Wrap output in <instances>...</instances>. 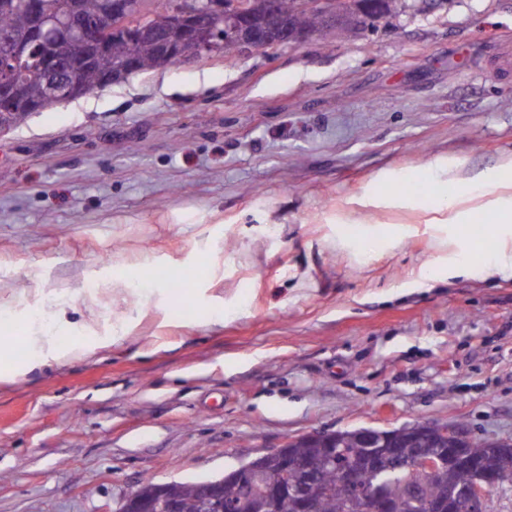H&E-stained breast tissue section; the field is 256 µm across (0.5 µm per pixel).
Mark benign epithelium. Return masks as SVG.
<instances>
[{
	"label": "benign epithelium",
	"instance_id": "7a95c632",
	"mask_svg": "<svg viewBox=\"0 0 512 512\" xmlns=\"http://www.w3.org/2000/svg\"><path fill=\"white\" fill-rule=\"evenodd\" d=\"M298 9L317 15L325 25L344 35L365 20L374 22L388 16L385 0H298ZM151 18L152 15L129 0H103L101 13L94 20L79 10L75 0H59L56 9L36 13V28L29 38L6 35L0 39V110L14 106V77L19 72L29 77L45 73L54 76L48 87V102L67 101L88 93V89L73 78L71 66L99 59L107 51L114 34L121 33L131 40L152 37L163 55L175 58L182 57V46L186 42H195L220 51L224 50V44L232 43L268 52L286 44H302L312 37L308 30L297 27L292 17L276 10L265 14L262 22H256L253 19L252 0H188L187 4L171 13L165 31L156 30ZM217 24L224 25V42L219 45L215 44ZM59 36L74 38L78 56L73 63L51 59L36 68L27 67L24 55L30 40L43 41ZM135 71L136 63L129 58L121 64L102 69L99 85L121 82ZM433 430L458 444L467 441L469 436V428L458 421L431 426L424 422L404 424L391 429L358 428L352 430V434L358 438L361 447L371 452L370 460H375L381 452L392 456L396 471H405L415 462L424 471L434 473L448 466L450 458L460 464L474 466L459 447L448 450L430 447ZM406 433L420 435L427 447L416 449L411 457L400 456L397 451L398 440ZM338 435L336 430H321L290 437L279 447L218 479L199 483L197 488L205 501L219 509L224 502L225 480L236 478L243 472L263 473L267 471V463L272 459L278 461L281 471L285 472L296 467L290 454L291 448L315 439L333 447ZM486 443L501 450V466L507 472L512 470V438L491 437L486 439ZM322 484L323 478L319 471L304 472L303 482L295 488L288 487L279 475L272 474L267 480L263 497L250 510L268 512L271 501L287 491L297 501V512H316L315 495ZM491 485L501 494L512 492L511 484H493L479 474L468 486L446 491L428 503L426 512H490L491 498L487 489ZM168 487L167 483H157L150 488L139 484L134 491L120 499L115 509H105L103 512H179L180 504L168 494ZM365 509L366 512H390L389 489L380 485L369 492L365 498Z\"/></svg>",
	"mask_w": 512,
	"mask_h": 512
}]
</instances>
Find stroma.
<instances>
[{
	"instance_id": "obj_1",
	"label": "stroma",
	"mask_w": 512,
	"mask_h": 512,
	"mask_svg": "<svg viewBox=\"0 0 512 512\" xmlns=\"http://www.w3.org/2000/svg\"><path fill=\"white\" fill-rule=\"evenodd\" d=\"M273 53L205 55L0 134V512H99L313 430L512 436V270L455 276L432 167L512 184V0H439ZM141 287L124 305L129 284ZM26 341L30 350L26 362L18 369L0 368V379L2 377L8 379L13 376L23 375L37 367L50 363V361L58 363L69 356V354L58 350L54 336L45 335L40 330L39 332L32 331L31 336H26Z\"/></svg>"
}]
</instances>
